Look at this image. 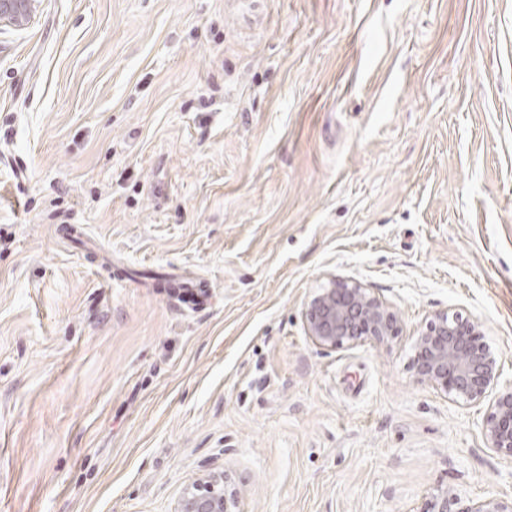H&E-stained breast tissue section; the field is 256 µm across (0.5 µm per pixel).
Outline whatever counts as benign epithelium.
<instances>
[{"label":"benign epithelium","mask_w":512,"mask_h":512,"mask_svg":"<svg viewBox=\"0 0 512 512\" xmlns=\"http://www.w3.org/2000/svg\"><path fill=\"white\" fill-rule=\"evenodd\" d=\"M35 2L0 0V24L23 25ZM302 315L310 340L331 351L387 343L398 331V313L391 304L360 282L332 274L305 303ZM412 366L418 382L451 394L464 405L478 403L498 389L482 433L489 447L512 458V386L499 387L502 368L481 341L477 323L457 312L436 313L416 337ZM239 495L228 488L226 475L210 474L183 491L178 512H238ZM457 502L455 491L441 488L419 512H455ZM466 512H512V500L485 497Z\"/></svg>","instance_id":"1"}]
</instances>
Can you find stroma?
<instances>
[{"label": "stroma", "instance_id": "1", "mask_svg": "<svg viewBox=\"0 0 512 512\" xmlns=\"http://www.w3.org/2000/svg\"><path fill=\"white\" fill-rule=\"evenodd\" d=\"M399 314L336 352L327 275ZM512 382V0H38L0 26V512H420L512 459L413 376ZM412 366L418 382L452 394L463 405L484 399L502 375L498 359L481 341L478 323L449 311L436 313L420 330ZM239 495L224 473L210 474L183 491L178 512H238Z\"/></svg>", "mask_w": 512, "mask_h": 512}]
</instances>
